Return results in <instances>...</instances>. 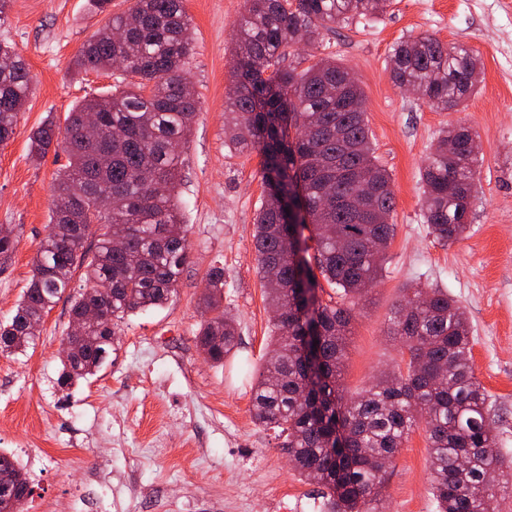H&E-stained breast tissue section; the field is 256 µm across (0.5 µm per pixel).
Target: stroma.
<instances>
[{
  "mask_svg": "<svg viewBox=\"0 0 512 512\" xmlns=\"http://www.w3.org/2000/svg\"><path fill=\"white\" fill-rule=\"evenodd\" d=\"M133 2L112 0L102 13L89 0H11L0 26V41L13 45L33 77L14 134L0 145V225L17 239L0 270V321L12 317L29 282L66 161L52 152L32 159L29 137L48 120L64 126L75 105L111 90L112 72L81 70L75 58L109 16ZM185 8L188 71L200 101L178 188L189 260L169 304L121 322L114 360L93 376L58 384L68 300L88 287L80 269L33 345L0 353V448L15 455L29 482L28 512H318L315 486L301 480L287 449L251 413L272 313L253 240L261 158L224 142L233 30L244 0H185ZM421 34L478 58L481 82L464 106L438 111L395 85L394 44ZM324 59L343 64L360 85L373 152L395 193V237L369 302L350 325L344 391L358 396L400 363L388 328L406 287L447 289L468 319L474 373L494 410L499 449L512 459V0H395L379 18L292 49L286 62L301 71ZM459 124L478 136L477 200L463 238L445 245L424 222L420 171L440 131ZM215 266L224 270V310L238 332L237 353L221 366L195 339L203 280ZM436 508L418 429L386 473L380 510Z\"/></svg>",
  "mask_w": 512,
  "mask_h": 512,
  "instance_id": "35a3bbf8",
  "label": "stroma"
}]
</instances>
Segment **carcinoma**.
<instances>
[{
    "mask_svg": "<svg viewBox=\"0 0 512 512\" xmlns=\"http://www.w3.org/2000/svg\"><path fill=\"white\" fill-rule=\"evenodd\" d=\"M391 0H245L233 50L238 59L224 108L229 144L263 158L266 195L255 222L258 273L275 313L270 354L252 386L257 423L274 430L299 475L320 489L321 512H373L389 464L418 427L430 448L429 467L438 512H498L512 496V464L497 451L489 395L470 363L471 328L448 291L429 285L405 289L390 335L408 355L356 399L345 397V368L352 313L368 299L395 236L391 177L372 158L361 87L346 67L322 60L301 73L282 66L299 40L315 42L322 30L370 19ZM192 42L182 0H134L109 19L79 50L84 70L124 67L112 91L84 100L64 128L49 120L31 136L44 155L64 135L67 163L57 172L50 230L33 260L29 286L12 318L0 322V352L23 351L44 317L66 292L76 269L95 287L71 301L70 317L105 295L111 319L90 322L66 354L62 387L96 374L117 351L118 322L162 307L173 295L189 258L187 225L176 197L182 148L198 109L188 77ZM395 83L435 109L459 106L480 78L466 48L421 35L396 43ZM29 68L14 47L0 43V144L14 134L31 92ZM99 115V133H82L85 116ZM476 136L465 126L439 133L420 177L429 232L442 244L461 239L476 199ZM346 197L371 192L370 215L355 223L326 204V184ZM311 227L320 276L340 290L342 305L322 302L310 266L295 259L300 229ZM0 262L15 249L12 230L1 232ZM126 245H112L113 230ZM95 238L94 248L85 247ZM224 269L204 279L203 304L213 313L196 335L210 361L235 354L237 328L224 318ZM318 344L303 352L308 332ZM9 478L13 512L31 494L13 454L0 451V476Z\"/></svg>",
    "mask_w": 512,
    "mask_h": 512,
    "instance_id": "cac0c4a2",
    "label": "carcinoma"
}]
</instances>
